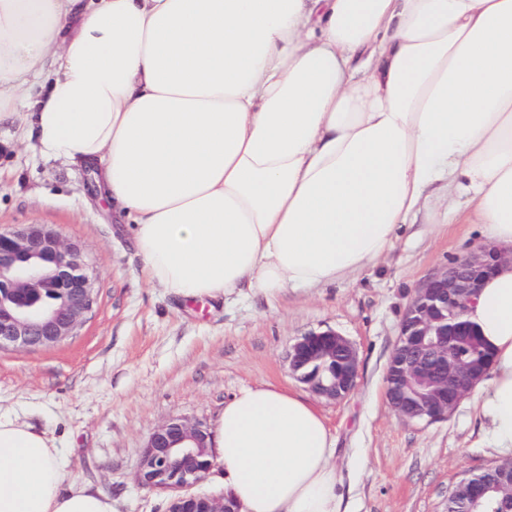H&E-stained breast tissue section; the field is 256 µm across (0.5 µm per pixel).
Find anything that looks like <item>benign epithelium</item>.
I'll return each mask as SVG.
<instances>
[{
  "instance_id": "obj_1",
  "label": "benign epithelium",
  "mask_w": 512,
  "mask_h": 512,
  "mask_svg": "<svg viewBox=\"0 0 512 512\" xmlns=\"http://www.w3.org/2000/svg\"><path fill=\"white\" fill-rule=\"evenodd\" d=\"M505 258L494 246H478L415 287L387 362L386 398L399 417L445 420L486 376L453 352V338L464 335L480 282ZM94 283L81 245L65 241L51 226L22 224L0 232V351L49 348L73 338L96 304ZM337 358L339 370L326 367ZM287 360L291 374L320 398L336 402L357 384V349L333 329L296 340ZM210 437V426L181 415L150 432L137 481L168 494L167 512H240L223 495L192 492L214 464ZM496 468L500 481L475 487L465 512H512V459Z\"/></svg>"
}]
</instances>
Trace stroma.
<instances>
[{"mask_svg":"<svg viewBox=\"0 0 512 512\" xmlns=\"http://www.w3.org/2000/svg\"><path fill=\"white\" fill-rule=\"evenodd\" d=\"M24 112L0 123V231L47 224L79 243L95 273L97 303L65 344L0 352V415L55 440L66 483L111 496L114 512H165L167 496L136 470L149 433L174 415L214 424L225 400L260 384L304 392L287 352L300 336L334 329L360 358L341 401L313 398L335 448L342 512H447L465 473L501 459L471 399L433 423L389 407L385 369L415 286L483 244L477 224L446 208L421 211L395 247L355 279L323 288L256 290L189 301L147 283L127 222L101 201L91 169L42 156Z\"/></svg>","mask_w":512,"mask_h":512,"instance_id":"1","label":"stroma"}]
</instances>
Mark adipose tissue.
I'll return each mask as SVG.
<instances>
[{
	"label": "adipose tissue",
	"mask_w": 512,
	"mask_h": 512,
	"mask_svg": "<svg viewBox=\"0 0 512 512\" xmlns=\"http://www.w3.org/2000/svg\"><path fill=\"white\" fill-rule=\"evenodd\" d=\"M22 94L180 297L348 280L438 182L512 248V0H0V120ZM469 318L493 353L475 404L512 454V265ZM211 433L241 512H340L301 396L244 388ZM63 480L52 439L0 417V512H113Z\"/></svg>",
	"instance_id": "adipose-tissue-1"
}]
</instances>
